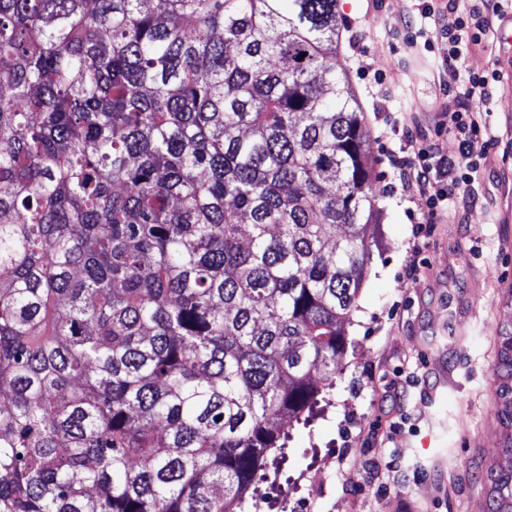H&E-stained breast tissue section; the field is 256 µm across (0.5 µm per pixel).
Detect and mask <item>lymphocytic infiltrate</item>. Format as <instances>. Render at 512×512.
Returning <instances> with one entry per match:
<instances>
[{
    "label": "lymphocytic infiltrate",
    "mask_w": 512,
    "mask_h": 512,
    "mask_svg": "<svg viewBox=\"0 0 512 512\" xmlns=\"http://www.w3.org/2000/svg\"><path fill=\"white\" fill-rule=\"evenodd\" d=\"M455 14L453 23H445L447 14ZM502 13V0H478L477 4L461 6L460 0H421L418 6L419 35L448 42V61L457 64L477 35L494 31L491 18ZM463 92H449L441 107L443 123L459 144L455 157L438 155L419 126L403 129L398 152L391 156L403 192L424 196L427 211L415 229L416 236L430 233L438 215L458 208L467 194V187L477 171L485 151L493 142L489 127L479 115L487 102V76L469 74Z\"/></svg>",
    "instance_id": "f902f5d3"
}]
</instances>
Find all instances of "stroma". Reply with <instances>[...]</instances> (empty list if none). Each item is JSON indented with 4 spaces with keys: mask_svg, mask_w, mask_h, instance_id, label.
<instances>
[{
    "mask_svg": "<svg viewBox=\"0 0 512 512\" xmlns=\"http://www.w3.org/2000/svg\"><path fill=\"white\" fill-rule=\"evenodd\" d=\"M340 60L370 130L367 163L381 213L365 277L344 325L347 345L319 413L288 425L286 459L265 469L248 512H482L493 467H507L512 427L495 396L503 337L512 336V46L409 44L415 0H339ZM383 71V85L368 73ZM489 76L482 118L496 137L469 196L421 244L423 275L405 279L427 210L403 194L387 155L413 121L433 130L446 89Z\"/></svg>",
    "mask_w": 512,
    "mask_h": 512,
    "instance_id": "1",
    "label": "stroma"
}]
</instances>
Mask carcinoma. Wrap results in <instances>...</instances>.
I'll use <instances>...</instances> for the list:
<instances>
[{
  "label": "carcinoma",
  "instance_id": "carcinoma-1",
  "mask_svg": "<svg viewBox=\"0 0 512 512\" xmlns=\"http://www.w3.org/2000/svg\"><path fill=\"white\" fill-rule=\"evenodd\" d=\"M340 24L0 0V512H243L336 376L373 235ZM489 480L512 512V465Z\"/></svg>",
  "mask_w": 512,
  "mask_h": 512
}]
</instances>
